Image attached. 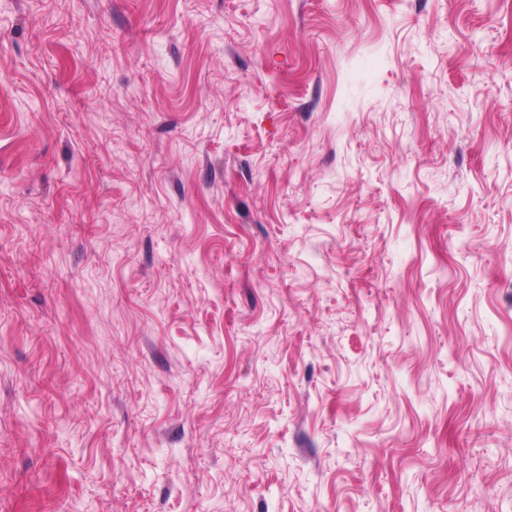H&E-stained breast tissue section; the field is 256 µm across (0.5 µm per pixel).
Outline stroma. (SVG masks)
<instances>
[{"label": "stroma", "mask_w": 512, "mask_h": 512, "mask_svg": "<svg viewBox=\"0 0 512 512\" xmlns=\"http://www.w3.org/2000/svg\"><path fill=\"white\" fill-rule=\"evenodd\" d=\"M0 512H512V0H0Z\"/></svg>", "instance_id": "stroma-1"}]
</instances>
